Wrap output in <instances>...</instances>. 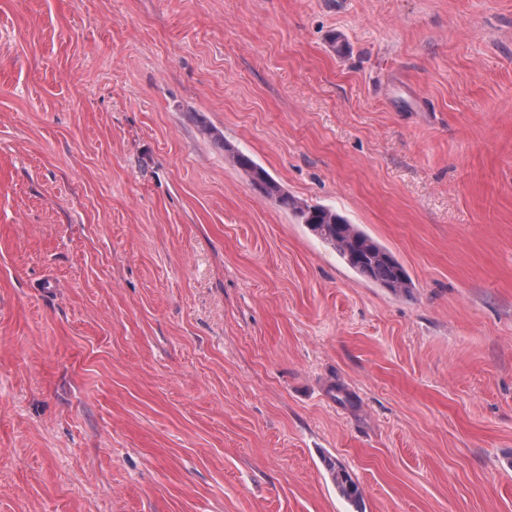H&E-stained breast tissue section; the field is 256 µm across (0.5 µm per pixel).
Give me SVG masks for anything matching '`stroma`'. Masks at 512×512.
Segmentation results:
<instances>
[{
	"label": "stroma",
	"instance_id": "1",
	"mask_svg": "<svg viewBox=\"0 0 512 512\" xmlns=\"http://www.w3.org/2000/svg\"><path fill=\"white\" fill-rule=\"evenodd\" d=\"M0 512H512V0H0ZM224 151L230 153L234 166L247 177L254 190L275 205L288 210L301 224L314 225L315 233L330 246L357 274L393 291L412 288L404 266L370 235L360 230L338 212L310 205L288 194L265 168L250 156L236 151L228 144ZM327 471L330 473L333 482L336 484L344 497L356 499L358 497V485L351 475L335 460L330 458L324 460Z\"/></svg>",
	"mask_w": 512,
	"mask_h": 512
}]
</instances>
